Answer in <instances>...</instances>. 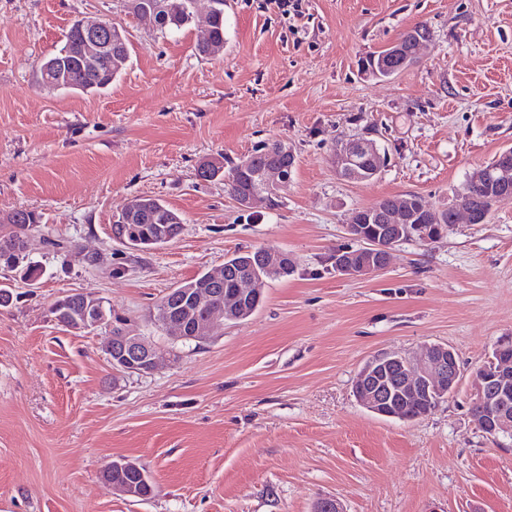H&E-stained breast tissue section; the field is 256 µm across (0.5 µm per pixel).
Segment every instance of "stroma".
Segmentation results:
<instances>
[{
    "mask_svg": "<svg viewBox=\"0 0 512 512\" xmlns=\"http://www.w3.org/2000/svg\"><path fill=\"white\" fill-rule=\"evenodd\" d=\"M208 4L174 32L122 0H0V217L36 213L42 269L30 285L0 270V512H512V443L478 429L473 374L512 336V198L487 223L405 241L383 272L341 274L355 211L384 197L441 208L474 169L512 148V0H224V51L199 54ZM123 28L130 60L99 92L39 84L41 63L78 20ZM428 40L396 76L361 62L406 30ZM376 138L387 163L369 182L332 164L338 140ZM296 169L275 203L240 208L199 166L261 143ZM136 196L185 219L145 251L112 233ZM271 246L293 275L265 279L245 321L201 344L149 319L170 289L238 250ZM96 253L100 263L86 265ZM104 301L150 337L159 367L113 369L105 329L74 332L49 309L68 293ZM443 344L463 377L427 416H378L354 397L370 360ZM142 465L157 491L134 500L104 474Z\"/></svg>",
    "mask_w": 512,
    "mask_h": 512,
    "instance_id": "stroma-1",
    "label": "stroma"
}]
</instances>
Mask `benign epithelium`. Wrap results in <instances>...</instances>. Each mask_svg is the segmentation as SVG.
<instances>
[{"label": "benign epithelium", "instance_id": "1", "mask_svg": "<svg viewBox=\"0 0 512 512\" xmlns=\"http://www.w3.org/2000/svg\"><path fill=\"white\" fill-rule=\"evenodd\" d=\"M81 36L80 57L82 64L95 66L104 60L112 64V42L115 41L112 24L105 19L81 20L76 23ZM423 41L417 32L410 31L396 40L380 58V68L393 75L401 71L412 59L415 50ZM117 66L125 61L118 60ZM44 70L57 71L55 89H67L72 83L67 79L65 67L59 60L45 64ZM336 173L345 179L363 181L371 179L381 171L380 154L373 141H340L333 153ZM286 167L280 162L267 164L261 171L263 184L271 189L288 182ZM492 181L498 189L497 198H512V165L503 162L495 168ZM466 216L470 224H484L488 212L473 202V194L467 192L456 196L448 204V223H458L460 216ZM415 217L413 200H389L382 204L359 209L350 224L348 234L358 239L370 252L367 263L355 268L345 266L342 271L351 277H365L385 269L390 252L397 241L388 239H366L356 233L358 224H408ZM224 270L208 274L202 283L186 288L176 295L177 313L166 321L169 337L175 340L205 341L212 326L226 320L241 305L245 297L260 300L255 288L257 278L244 277L238 281V292L222 296L221 285ZM81 326L85 329L104 326L112 331L107 339V351L116 370L132 373H150L158 367L156 350L143 337L127 327L126 321L108 319L104 306H91L84 302ZM510 344H500L495 348L496 357L490 359L487 369L475 381L476 402L481 405L482 422L491 433L511 432L512 416L507 411L512 398V360L504 357ZM393 359L378 357L368 362L366 370L357 375L360 403L369 411L397 418L400 412L395 398L420 399L422 397H447L457 387L461 369L453 350L437 344L414 356H407L398 362V369L392 367Z\"/></svg>", "mask_w": 512, "mask_h": 512}]
</instances>
